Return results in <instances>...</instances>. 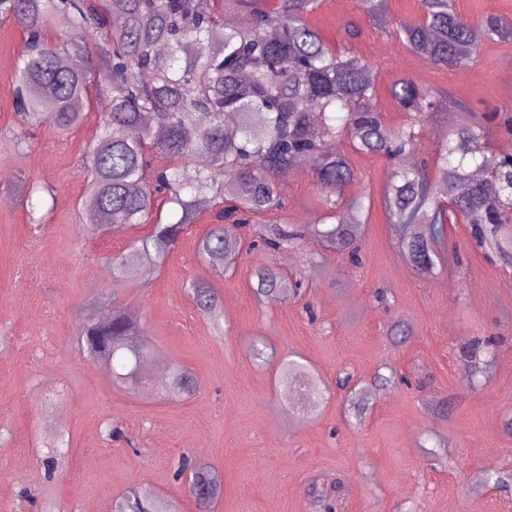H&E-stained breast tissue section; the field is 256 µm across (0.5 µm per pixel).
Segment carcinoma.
Returning <instances> with one entry per match:
<instances>
[{
  "label": "carcinoma",
  "mask_w": 512,
  "mask_h": 512,
  "mask_svg": "<svg viewBox=\"0 0 512 512\" xmlns=\"http://www.w3.org/2000/svg\"><path fill=\"white\" fill-rule=\"evenodd\" d=\"M374 22L386 14V0H358ZM420 14L392 23L389 35L430 65L451 72L469 68L484 41L511 40L512 23L489 14L473 23L454 0H420ZM319 0H0V17L26 34L14 72V106L22 127L11 142L20 152L35 130L49 124L60 134L80 127L98 98L111 101L99 116V133L86 149L90 171L79 206L89 218L83 232L101 237L114 225H142L149 232L125 253L108 257L115 287L100 294L77 327L79 351L112 372L133 364L125 378L145 384L140 365L152 341L145 336L143 311L119 303L117 285L154 272L200 218L209 201L213 224L199 240L198 254L215 272L232 266L237 235L251 246L275 253L300 236L334 247L359 262L358 230L363 203L344 200L354 179L345 155L330 143L348 142L358 153L383 156L396 165L383 195L388 223L402 229L426 226V234L402 235L399 244L412 266L430 274L455 224L472 225L484 249L503 252L499 231L512 223V155L482 146L484 130L468 123L448 125L432 172L407 168L404 156L422 147L424 128L438 111L439 91L410 77L388 87L409 115L402 127L386 123L368 74L373 63L348 49L330 46L308 24ZM237 16L232 26L224 15ZM119 17L122 24L114 26ZM250 74L248 82L241 76ZM232 114L236 126H224ZM309 167L326 211L322 224L302 230L258 228L256 216L285 206L276 178ZM21 196L35 213L33 196L46 191L22 180ZM180 218L158 219V202ZM261 300L296 295L301 281L269 267L254 272ZM189 290L198 310L221 329L223 302L207 283ZM99 308L109 316H97ZM283 378L303 379L309 409L322 399L317 376L297 361L280 362ZM161 390L172 399L195 392L196 382L172 368ZM67 444L60 434L49 443L43 465L55 469ZM188 492L199 512H209L221 491L218 474L207 466L183 467ZM481 485L512 488V474L478 471ZM112 512H171L152 493L133 489L115 500Z\"/></svg>",
  "instance_id": "carcinoma-1"
}]
</instances>
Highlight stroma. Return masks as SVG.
Returning a JSON list of instances; mask_svg holds the SVG:
<instances>
[{"instance_id": "obj_1", "label": "stroma", "mask_w": 512, "mask_h": 512, "mask_svg": "<svg viewBox=\"0 0 512 512\" xmlns=\"http://www.w3.org/2000/svg\"><path fill=\"white\" fill-rule=\"evenodd\" d=\"M310 24L329 43L372 61L377 102L388 124L407 116L388 94L399 77L448 94L414 164L431 161L441 130L462 108L485 113L512 104V39L483 43L473 64L451 73L432 67L378 31L357 0H322ZM359 34L349 38L347 29ZM25 35L0 24V189L33 176L51 195L36 212L0 199V512H111L113 498L140 487L196 512L182 458L216 469L222 492L211 512H323L313 486H334L336 512H512V496L471 478L481 469L512 473V263L484 253L467 225L449 235L445 262L429 275L407 260L388 224L382 195L394 164L349 153L356 178L344 189L370 196L359 228L361 265L321 251L310 241L270 254L241 244L233 272L203 265L196 243L208 216L191 225L165 264L125 284L123 302L142 307L154 356L187 369L197 392L180 401L135 393L77 347L80 317L112 286L105 256L125 253L146 234L127 225L101 238L81 230L78 201L87 183L85 148L99 130L100 102L79 128L38 130L30 148L9 149L13 70ZM284 210L260 217L266 225L316 224L323 218L310 169L282 181ZM272 266L303 281L298 297L258 301L254 270ZM209 283L223 300L221 328L196 308L191 279ZM409 329L393 336L395 323ZM492 340L486 381L460 380L472 367V340ZM274 358L259 362L253 345ZM295 359L326 389L315 415L302 411L301 382L284 379L281 359ZM388 383L377 386L378 377ZM377 386L363 421L351 416L363 387ZM123 439L106 440V421ZM66 434L70 448L54 471L40 455Z\"/></svg>"}]
</instances>
